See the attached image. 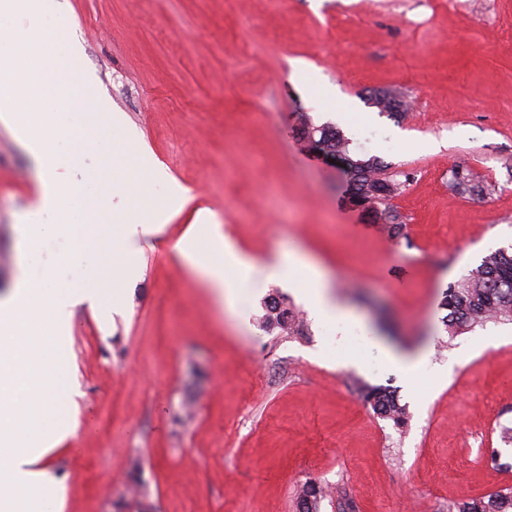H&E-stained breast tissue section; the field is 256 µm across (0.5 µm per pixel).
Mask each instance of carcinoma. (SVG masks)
Returning a JSON list of instances; mask_svg holds the SVG:
<instances>
[{"label":"carcinoma","instance_id":"obj_1","mask_svg":"<svg viewBox=\"0 0 512 512\" xmlns=\"http://www.w3.org/2000/svg\"><path fill=\"white\" fill-rule=\"evenodd\" d=\"M306 130L319 133L315 140V148L319 152L343 163L353 201L366 206L390 237H398L403 225L390 206V199L398 190V184L388 173L390 165L377 156L367 159L351 157L349 140L329 126H308ZM452 188L459 194L487 195L492 192L491 186L476 182L460 167L452 170ZM441 306L447 311L444 323L451 334L483 328L489 323H511L512 251L498 248L488 252L468 276L448 288ZM265 323L290 332L299 328L293 312L279 307L275 301L267 305ZM360 392L364 402L378 415L392 421L397 428L404 427L406 407L400 404L395 392L370 385L362 386ZM324 496L321 486L305 485L298 498L300 512H319ZM448 512H512V488L461 499L450 506Z\"/></svg>","mask_w":512,"mask_h":512}]
</instances>
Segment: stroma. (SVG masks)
<instances>
[{
  "label": "stroma",
  "instance_id": "1",
  "mask_svg": "<svg viewBox=\"0 0 512 512\" xmlns=\"http://www.w3.org/2000/svg\"><path fill=\"white\" fill-rule=\"evenodd\" d=\"M65 2L81 69L244 252L299 247L370 332L429 349L448 377L410 382L355 334L337 345L285 283L244 297L239 325L172 252L191 210L167 197L172 218L125 285L124 315L75 312V402L92 427L55 454L64 512H298L307 483L329 490L320 512H448L512 487V323L452 336L438 307L512 246V0ZM299 64L312 81L294 77ZM326 82L335 102L317 97ZM383 90L408 115L379 112ZM304 114L355 151L364 130L381 132L374 155L409 176L390 200L398 239L348 202L343 166L311 150ZM393 130L439 147L388 143ZM455 165L493 194H457ZM39 184L0 124L1 295ZM272 299L304 314L301 333L263 328ZM349 353L359 367L342 366ZM363 382L396 389L405 428L363 401Z\"/></svg>",
  "mask_w": 512,
  "mask_h": 512
}]
</instances>
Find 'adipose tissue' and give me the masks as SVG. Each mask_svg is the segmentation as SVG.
Masks as SVG:
<instances>
[{"instance_id": "obj_1", "label": "adipose tissue", "mask_w": 512, "mask_h": 512, "mask_svg": "<svg viewBox=\"0 0 512 512\" xmlns=\"http://www.w3.org/2000/svg\"><path fill=\"white\" fill-rule=\"evenodd\" d=\"M60 8L59 0H0L1 18L36 24L32 32L0 28V74L14 79L13 89L0 93V120L13 126L41 175L39 202L18 230L15 285L0 297V512H63L67 486L48 459L79 431L68 413L73 313L79 307L100 317L122 313L120 283L136 276L140 253L162 232L164 195L192 200L163 168L130 152L125 119L105 101L89 112L66 111L68 99L86 98L91 87L64 79L79 56L77 44L59 45L50 26ZM86 143L102 146L105 160L124 157L121 172L107 167L71 179ZM107 185L116 199L112 221L90 223L86 205ZM172 249L232 316L240 314L243 282L282 283L297 270L308 282L303 303L333 335L347 337L360 323L303 251L285 248L257 262L208 207L195 209ZM368 343L410 379L428 375V350L405 353L373 337Z\"/></svg>"}]
</instances>
